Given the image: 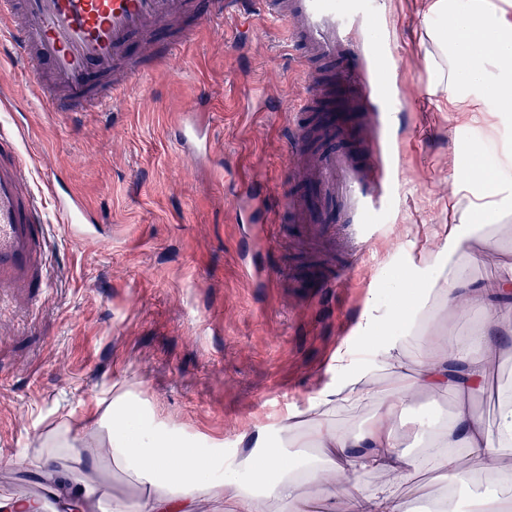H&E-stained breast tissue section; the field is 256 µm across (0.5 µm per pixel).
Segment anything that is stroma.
<instances>
[{"label": "stroma", "instance_id": "1", "mask_svg": "<svg viewBox=\"0 0 512 512\" xmlns=\"http://www.w3.org/2000/svg\"><path fill=\"white\" fill-rule=\"evenodd\" d=\"M386 21L401 78L394 128L402 177L389 213L373 223L388 234L347 279L342 247L311 239L302 225L271 222L284 196L304 193L288 169L287 110L306 90L282 26L254 14L199 25L191 41L116 96L106 112L51 111L0 31V84L16 102L0 105V130L16 136L26 176L47 225L46 288L0 290V495H42L48 483L37 442L66 420L89 417L94 397L113 383L143 391L157 411L189 431L224 443V459L243 449L241 433L274 426L305 409L338 377L334 356L365 361L358 329L366 303L387 314L382 288L405 280L424 245L448 221L454 152L484 145L485 164L512 162V121L486 114L472 129L457 112L436 109L434 34L445 21L406 0H386ZM209 98L213 164L200 168L169 133L176 113L199 93ZM263 111L242 120L245 96ZM78 196L96 217L98 243L84 242L59 216L48 181ZM268 242L251 247L256 228ZM512 388V351L494 362L474 404L494 419ZM449 398L419 395L402 422L405 446L418 449L423 411L451 414ZM76 439L85 463L76 480L99 487L122 512H137L141 488L95 457V430ZM405 512H432L468 490L448 491L440 471L416 479Z\"/></svg>", "mask_w": 512, "mask_h": 512}]
</instances>
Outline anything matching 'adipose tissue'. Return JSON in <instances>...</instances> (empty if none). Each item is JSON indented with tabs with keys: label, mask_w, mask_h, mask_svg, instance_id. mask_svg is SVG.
Listing matches in <instances>:
<instances>
[{
	"label": "adipose tissue",
	"mask_w": 512,
	"mask_h": 512,
	"mask_svg": "<svg viewBox=\"0 0 512 512\" xmlns=\"http://www.w3.org/2000/svg\"><path fill=\"white\" fill-rule=\"evenodd\" d=\"M430 16L448 18V35L439 44L441 62L437 84L448 91V102L470 126L485 114L512 112V16L493 4L477 0L469 11L452 10L450 0H424ZM485 91L480 104H472L465 86ZM453 186H467L472 202L454 224L441 227L448 253L473 255L478 245L469 231L472 215L492 221L512 190V174L486 176L475 151L456 155ZM410 292H399V302L387 315L365 306L359 329L374 350L373 361L360 365L346 354L336 356L338 380L322 392L303 413L280 420L276 432L284 448L268 446L266 428L240 438L249 452L233 462L224 460L222 441L161 416L133 389L112 384L95 398L92 419L102 433L100 453L126 477L147 489L139 512H202L205 503L223 502L224 512H268L269 502L288 506L291 512H404L414 491L415 477L423 470L440 468L449 489L471 484L474 473L483 481L470 494L466 512H512V479L503 473L512 458V401L500 408L495 422H487L472 406L483 388L487 368L512 345V278L477 279L465 267H450L447 275L429 267L412 265L407 279ZM437 294L446 309L464 307L484 313L477 335L451 339L421 330L427 318L417 300ZM416 335L423 353L414 369H407L404 338ZM452 395L456 406L442 423L423 420L419 431L428 442L422 456H411L401 446L397 421L417 391ZM368 410L355 431L338 430L329 418L336 406ZM38 465L55 484L54 492L66 512H86L95 495L92 485L73 484L63 463H82L71 425L42 436ZM311 448L315 454L307 467L295 470L287 449ZM465 449L476 472L458 469V449ZM261 468L277 470L276 479L261 491L247 490L240 473ZM379 472L385 483L363 491L347 486L348 475ZM322 485L321 504L302 496L304 484Z\"/></svg>",
	"instance_id": "1"
}]
</instances>
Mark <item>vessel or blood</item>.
Wrapping results in <instances>:
<instances>
[{
	"label": "vessel or blood",
	"mask_w": 512,
	"mask_h": 512,
	"mask_svg": "<svg viewBox=\"0 0 512 512\" xmlns=\"http://www.w3.org/2000/svg\"><path fill=\"white\" fill-rule=\"evenodd\" d=\"M263 12L280 22L305 78L326 63L342 66L339 110L354 114L344 138L351 147L332 148L315 162L290 153L289 168L308 183L303 195L287 196L283 210L291 223L315 227L321 238L342 239L347 272L361 265L377 234L370 216L383 210L395 176L393 138L386 130L397 103L384 96L368 106L367 59L389 60L380 19L384 0H260ZM210 21L224 16V0H0V26L13 50L30 67L36 89L52 83L71 97L70 111L84 112L112 101L115 85L143 76L162 57L156 31L185 12ZM324 95L312 84L289 114V133L299 132L305 115ZM338 110V111H339ZM209 119L204 103L179 113L171 131L184 153L208 150ZM66 219L90 223L72 196H56ZM46 233L12 141L0 133V287H42Z\"/></svg>",
	"instance_id": "b4317fda"
}]
</instances>
